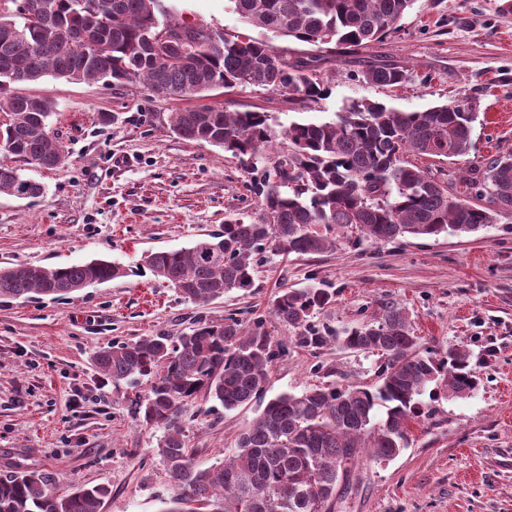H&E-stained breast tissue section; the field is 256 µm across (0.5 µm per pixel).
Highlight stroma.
Returning <instances> with one entry per match:
<instances>
[{"instance_id":"obj_1","label":"stroma","mask_w":512,"mask_h":512,"mask_svg":"<svg viewBox=\"0 0 512 512\" xmlns=\"http://www.w3.org/2000/svg\"><path fill=\"white\" fill-rule=\"evenodd\" d=\"M506 0H414L396 33L355 53H336L245 24L227 0H164L182 24L272 43L288 59L316 57L325 90L309 106L260 88L220 87L209 104L267 113L279 129L333 119L343 104L372 100L403 112L466 95L479 117L468 155L422 160L459 180L473 160L512 153V10ZM377 64L409 69L400 87L364 82ZM16 93L54 104L49 127L65 149L54 168L21 165L41 183L37 198L0 195V269L66 266L105 259L127 276L62 299L34 295L0 302V469L50 470L58 487L103 485L101 512H160L173 490L157 443L160 430L135 423L131 408L146 385L115 383L91 364L99 347L143 336H176L192 323L234 314L262 329L280 351L265 398L325 381L372 386L376 357L329 344L297 345L296 332L270 311L283 287L320 282L336 294L313 316L339 333L385 307L410 313L421 354L469 351L480 379L465 398L431 386L426 415L412 423L407 449L386 463L360 458L354 489L335 512H512V217L475 234L340 240L315 255H270L251 290L206 304L181 300L152 274L143 255L190 246L234 217L253 216L256 171L224 150L171 130L182 101L139 83L76 82L47 75ZM259 413L217 402L189 403L187 443L208 466L235 448Z\"/></svg>"}]
</instances>
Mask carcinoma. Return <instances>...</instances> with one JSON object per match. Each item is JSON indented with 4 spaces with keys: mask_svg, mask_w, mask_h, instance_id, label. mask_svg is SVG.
<instances>
[{
    "mask_svg": "<svg viewBox=\"0 0 512 512\" xmlns=\"http://www.w3.org/2000/svg\"><path fill=\"white\" fill-rule=\"evenodd\" d=\"M28 0H0V149L29 164L52 167L64 150L48 128L54 104L9 93L13 84L47 74L79 82L111 80L145 84L153 91L200 100L217 88L250 86L281 91L299 105L322 99L313 70L316 60L289 61L267 42L226 38L218 31L187 28L160 12L159 0H95L112 15L94 50L63 32L86 19L79 0H51L49 24L27 17ZM245 23L315 46L333 44L355 52L400 28L414 0H228ZM164 27L189 40L181 59L146 49V38ZM366 83L397 87L407 70L393 65L362 71ZM477 104L459 97L423 111L401 112L360 100L343 106L325 122H293L279 131L265 112H228L206 103L172 115L180 138L219 147L248 164L288 140V155L254 182L258 216L228 219L224 230L180 250L144 257L142 268L191 303H206L254 285L264 254L312 255L336 248L341 230L370 241L474 233L512 216V154L476 163L468 193L448 190L438 174L404 160L407 154L443 161L468 154ZM43 186L0 174V194L35 198ZM128 275L110 261L61 267L18 264L0 269V299L32 294L62 298L93 280ZM327 288H282L271 312L299 330L296 341L313 349L332 341L354 352L378 355L377 382L368 388L314 384L301 394L269 399L237 442L236 452L216 465L195 463L181 424L183 407L198 398L224 409L250 405L261 397L268 372L279 356L261 323L249 328L235 317L213 325L197 322L176 338L151 336L98 348L93 362L112 381L148 378V392L136 414L163 430L158 454L174 489L162 512H334L362 456L392 460L408 447L412 422L421 415L418 397L443 382L448 395L467 397L479 384L470 356L458 347L439 358L416 352L406 308L392 305L380 319L341 336L311 331L313 315L330 307ZM386 419L375 423L376 406ZM108 489L80 487L61 492L49 471H0V512H101Z\"/></svg>",
    "mask_w": 512,
    "mask_h": 512,
    "instance_id": "carcinoma-1",
    "label": "carcinoma"
}]
</instances>
